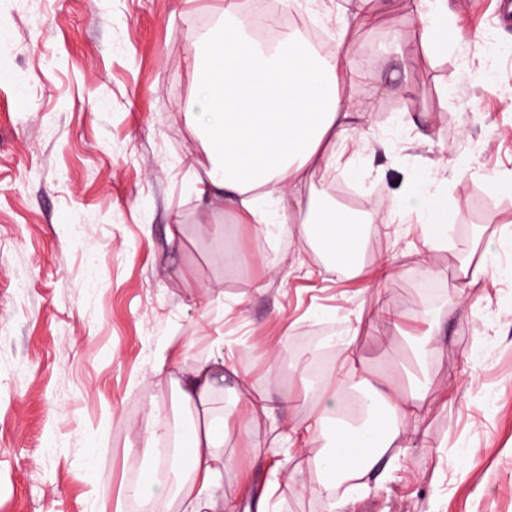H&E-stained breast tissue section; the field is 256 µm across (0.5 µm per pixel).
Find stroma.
<instances>
[{
    "instance_id": "1",
    "label": "stroma",
    "mask_w": 512,
    "mask_h": 512,
    "mask_svg": "<svg viewBox=\"0 0 512 512\" xmlns=\"http://www.w3.org/2000/svg\"><path fill=\"white\" fill-rule=\"evenodd\" d=\"M447 3L466 39L437 55L420 44L410 0H382L353 30L343 86L375 106L341 157L370 171L342 207L381 214L415 194L421 169L445 170L448 242L430 261L444 275L428 296L416 229L370 236L367 260L397 268L375 287L324 271L305 240L260 241L257 225L236 219V199L210 211L197 197L209 160L183 114L197 103L192 60L216 24L215 0H0V512H111L144 477L135 433L149 406L170 425L184 418L170 372L218 339L250 390L291 392L305 419L320 386L306 355L269 348L285 335H346L356 318L366 365L399 362L404 386H449L455 401L426 410L415 447L344 512H512V280L447 298L478 234L512 224V194L486 184L512 172V26L497 0ZM357 7L299 0L293 15L330 31ZM395 38L408 70L378 51ZM458 161L469 166L461 180ZM224 249L246 262L224 266ZM384 305L441 313L434 352L420 361L392 349ZM187 339V353L155 373L159 352ZM212 400L227 419L225 496L274 478L276 512H328L314 491L321 474L285 487L288 464L269 471L266 425L243 435L230 389Z\"/></svg>"
}]
</instances>
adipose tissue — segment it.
<instances>
[{"mask_svg":"<svg viewBox=\"0 0 512 512\" xmlns=\"http://www.w3.org/2000/svg\"><path fill=\"white\" fill-rule=\"evenodd\" d=\"M414 11L421 22V43L428 50L444 53L449 40L464 39V32L449 31L442 0H415ZM238 15V0H224L216 28L203 36L194 56L201 76V109L185 113L184 119L194 127L210 160L206 177L196 188L198 196L215 210L223 208L225 195L237 196L244 220L262 225L267 238L303 232L318 248L326 271L382 284L394 273V265L383 261L370 268L363 261L364 227L373 223V215L306 200L300 191L307 175L335 167L338 146L355 139L360 119L371 109L340 92L352 26L338 25L335 54L321 57L294 32L284 33L274 49L263 48L237 26ZM435 181L430 173L421 177L417 199L394 201L391 215L399 223L417 225L422 259L428 273L437 277L441 271L430 259L448 238V209L432 189ZM504 243L500 231L478 238L480 254L461 260L456 291L479 285L486 277V256ZM338 359L336 378L320 390L308 418L295 421L286 398L268 391L248 393L245 373L225 359L223 346H216L206 360L171 380L179 405L189 413L186 477L173 489L159 479L160 445L167 426L158 414H150L139 433L149 460L146 481L126 485L114 512H123L124 500L156 497L165 498L167 512H237L238 501L225 497L219 482L228 463L224 421L212 417L210 409L216 380L226 374L235 378L234 394L247 396L241 432L250 433L255 420H265L302 460V467L289 473V485H299L307 467L322 474L324 492H331L338 480L347 481L343 497L351 499L383 461L410 447L423 412L447 404L449 391L427 384L406 390L381 378L365 365L349 339L339 342ZM351 389L364 391L369 409L360 428L342 415ZM326 433L333 437L334 447L307 455V448ZM341 442L362 449L359 463H348L336 452Z\"/></svg>","mask_w":512,"mask_h":512,"instance_id":"1","label":"adipose tissue"}]
</instances>
